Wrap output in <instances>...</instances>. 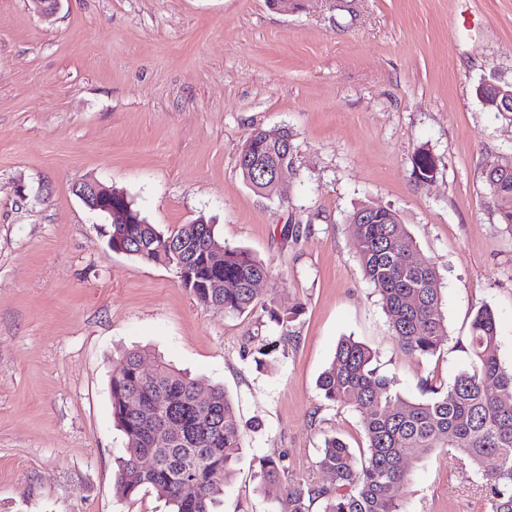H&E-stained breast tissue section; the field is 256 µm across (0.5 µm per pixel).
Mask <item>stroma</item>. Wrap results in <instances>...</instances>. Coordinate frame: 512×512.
I'll return each instance as SVG.
<instances>
[{
  "label": "stroma",
  "instance_id": "35a3bbf8",
  "mask_svg": "<svg viewBox=\"0 0 512 512\" xmlns=\"http://www.w3.org/2000/svg\"><path fill=\"white\" fill-rule=\"evenodd\" d=\"M512 83V0H62L44 17L0 0V512H168L115 492L124 438L109 381L124 350L161 355L223 386L243 453L223 512H290L257 487L263 459L327 482L323 440L366 446L357 414L318 378L345 336L407 399L469 367L481 306L512 368V226L486 171L512 155V113L476 88ZM288 128L293 163L267 198L238 158L257 128ZM436 163L421 181L417 151ZM123 191L164 233L203 218L220 244L270 265L261 308L199 303L173 268L107 245L108 218L74 188ZM386 206L433 263L448 336L405 351L365 279L348 217ZM301 306L294 336L264 316ZM276 343L263 366L252 353ZM402 512H490L471 466L437 450L415 462Z\"/></svg>",
  "mask_w": 512,
  "mask_h": 512
}]
</instances>
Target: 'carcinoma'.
Masks as SVG:
<instances>
[{
	"label": "carcinoma",
	"instance_id": "obj_1",
	"mask_svg": "<svg viewBox=\"0 0 512 512\" xmlns=\"http://www.w3.org/2000/svg\"><path fill=\"white\" fill-rule=\"evenodd\" d=\"M249 155L238 159L243 181L257 193L266 182L258 166L275 164L293 149L288 129L258 128L247 137ZM420 179L430 178L435 162L426 152L415 154ZM500 220L512 225V160L506 159L486 175ZM132 224H114L112 250L130 257L191 273L196 280L220 282L222 288H191L200 303L214 300L227 314H244L258 304L262 285L272 270L240 247L224 246L217 259L211 251L212 224H186L166 235L132 207ZM352 238L365 278L374 286L388 325L401 346L420 356L432 355L446 341L439 275L434 265L402 263L416 244L398 214L363 205L348 217ZM269 319L291 332L302 307L264 308ZM469 368L460 371L444 390L432 389L423 400H406L393 392L392 381L373 367L374 353L348 336L342 338L333 359L319 377L324 398L352 408L359 416L367 447L356 456L340 438L328 436L317 460L330 484L284 480L281 457L263 461L256 475L260 489L284 496L291 512H401L399 491L407 479L408 464L425 454L451 448L475 468L493 456L498 464L486 475L493 512H512V370L499 358L494 313L477 310L468 337ZM144 350L124 353L119 370L112 372L109 390L112 415L124 435L115 490L123 498L152 492L165 499L170 512H217L242 450L240 419L220 386H204L171 365L158 360L146 375ZM168 426L179 437L159 446L156 436ZM155 463L145 468V456Z\"/></svg>",
	"mask_w": 512,
	"mask_h": 512
}]
</instances>
